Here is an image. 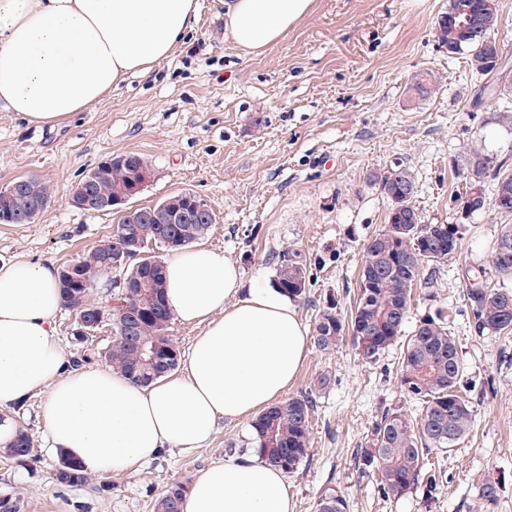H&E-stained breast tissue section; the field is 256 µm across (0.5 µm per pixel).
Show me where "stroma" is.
<instances>
[{
	"instance_id": "obj_1",
	"label": "stroma",
	"mask_w": 512,
	"mask_h": 512,
	"mask_svg": "<svg viewBox=\"0 0 512 512\" xmlns=\"http://www.w3.org/2000/svg\"><path fill=\"white\" fill-rule=\"evenodd\" d=\"M198 2L197 28L151 75L128 79L61 125L40 127L0 110V188L35 175L52 194L36 223L0 224V261L23 255L60 268L106 239L118 214L75 209L71 188L109 157L135 152L150 177L131 206L180 191L199 195L216 214L204 245L235 262L244 280L275 276L286 250L306 259L314 285L296 305L310 328L326 297L346 314L356 304L363 245L391 208L371 174L406 165L425 223L452 224L450 199L462 187L455 166L468 147L479 140L512 154V118L499 112L512 106V0H497L494 33L507 67L487 77L440 46L435 24L448 0H313L310 14L259 55L234 46L218 0ZM419 71L434 73L438 91L414 101L408 84ZM486 84L496 88L497 104L473 107ZM503 222L491 211L467 219L436 286L414 290L411 320L447 308L476 384L467 395L472 432L453 451L429 457L440 473L433 498L419 491L384 498L363 473L356 452L376 423L389 410L413 412L415 403L400 386L402 344L369 362L346 339L330 352L309 347L288 390L316 404L309 456L287 477L295 512H316L328 489L345 497L347 512H512V339L476 335L463 296L466 266L489 263ZM74 328V313L61 309L56 335L70 360L113 336L106 321L83 345ZM324 374L330 384L322 389ZM41 404L34 395L5 413L32 436L37 456L22 463L0 447V498L17 500L19 512H154L169 484L192 483L202 468L250 447L253 438L250 422L226 421L206 448L66 488L55 477L59 457L48 450ZM488 478L501 479L502 487L485 505L478 494Z\"/></svg>"
}]
</instances>
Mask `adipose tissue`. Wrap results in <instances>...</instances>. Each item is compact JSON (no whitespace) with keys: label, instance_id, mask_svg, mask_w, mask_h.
I'll list each match as a JSON object with an SVG mask.
<instances>
[{"label":"adipose tissue","instance_id":"adipose-tissue-1","mask_svg":"<svg viewBox=\"0 0 512 512\" xmlns=\"http://www.w3.org/2000/svg\"><path fill=\"white\" fill-rule=\"evenodd\" d=\"M313 0H227L226 28L259 54ZM198 23L197 0H0V108L53 127L128 77L149 76ZM165 302L200 326L181 371L148 385L108 366L69 367L56 337L58 271L25 257L0 264V410L43 395L53 449L94 474H116L167 450L205 447L219 421L258 415L282 398L307 354L292 298L197 246L164 261ZM284 472L255 455L215 462L182 512H294Z\"/></svg>","mask_w":512,"mask_h":512}]
</instances>
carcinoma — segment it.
<instances>
[{
    "label": "carcinoma",
    "instance_id": "cac0c4a2",
    "mask_svg": "<svg viewBox=\"0 0 512 512\" xmlns=\"http://www.w3.org/2000/svg\"><path fill=\"white\" fill-rule=\"evenodd\" d=\"M467 13L472 25L465 34L457 26V16ZM498 23L496 0H448V8L436 22V36L448 53L467 40L470 67L479 75L495 72L492 58L498 41L492 37ZM436 90L435 77L426 71L416 74L410 86L411 97L429 98ZM477 166L463 190L454 195L455 207L467 203L471 213L491 210L512 217V158L486 151L482 145L469 147L457 171ZM149 178L142 156L122 154L112 161V170L100 174L94 169L83 177L91 183L93 195L112 198V206L131 198L129 191L138 177ZM23 188L8 198L0 197V224H33L51 202L45 182L37 176L22 178ZM493 182L492 196L486 183ZM391 202L384 228L364 243L357 302L350 317H345L339 302L326 299L315 318L313 342L321 351L336 348L346 334L362 358L374 362L401 335L409 319L414 288H433L436 271H426L429 263L448 261L458 251L462 238L460 224H426L413 204L416 182L411 171L398 163L382 174L370 176ZM202 202L196 194L182 191L141 208L149 213L158 208L175 207L195 214L178 224L142 219L131 223L122 214L105 240L71 267L61 268L59 287L63 306L76 318L100 306L90 294L107 271L106 255L117 264L113 271L123 275L119 287L122 297L113 308L112 342L105 348L82 355L79 366L100 359L135 384L146 385L176 370L180 350L168 334L173 314L164 303L163 261L151 254L154 249L173 251L201 238L216 221L213 212H198ZM491 269L484 265L467 268L464 300L476 335L512 337V224H503L490 254ZM498 279L491 284L488 275ZM275 282L293 298L306 293L311 273L301 255L291 252L280 260ZM133 319L134 336L122 333L127 318ZM406 394L420 404L418 413L388 411L375 426L369 447L361 449L364 469L375 478L383 497H400L420 484L426 495L437 489L436 476L427 470L428 456L449 452L467 436L474 425L470 402L463 396L466 368L458 344L448 329V316L438 308L423 316L410 336L399 370ZM313 403L307 396L292 397L278 403L253 422L254 450L286 473L296 472L308 456ZM10 456L20 462L33 457V442L28 433L15 432L9 443ZM56 480L65 487L85 485L88 474L82 465L61 458ZM188 486L173 482L157 499L155 512H181ZM317 512H347L346 499L331 490L320 497Z\"/></svg>",
    "mask_w": 512,
    "mask_h": 512
}]
</instances>
